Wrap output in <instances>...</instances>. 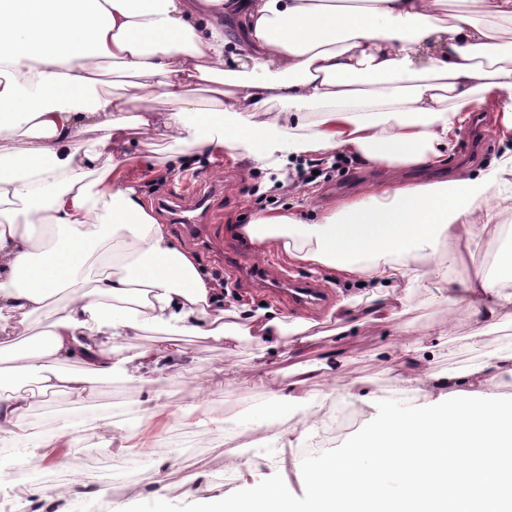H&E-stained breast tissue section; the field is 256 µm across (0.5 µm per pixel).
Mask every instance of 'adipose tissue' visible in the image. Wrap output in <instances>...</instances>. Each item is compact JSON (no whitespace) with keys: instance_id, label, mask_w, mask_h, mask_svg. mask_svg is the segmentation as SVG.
Listing matches in <instances>:
<instances>
[{"instance_id":"1","label":"adipose tissue","mask_w":512,"mask_h":512,"mask_svg":"<svg viewBox=\"0 0 512 512\" xmlns=\"http://www.w3.org/2000/svg\"><path fill=\"white\" fill-rule=\"evenodd\" d=\"M243 15L241 31L220 25ZM438 44L428 70L418 58ZM133 79L130 96L98 91L103 63ZM0 140L22 129L35 147L0 153V352L21 381L83 402L94 379L115 374L153 386L191 336L246 335L269 348L288 334L273 310L226 302L193 256L177 247L131 186V138L162 137L195 157L224 153L287 174L299 159L343 154L368 165L426 168L444 162L468 112L497 108L512 136V0H0ZM208 81L218 110L179 104L181 89ZM173 99L167 110L152 108ZM97 131L86 141L88 131ZM512 198V149L485 169L427 184L387 183L341 206L313 203L303 221L277 209L245 231L257 251L364 276L388 291L337 307L347 327L396 320L400 288L440 268H419L456 231L470 250ZM498 274L471 280L461 302L484 336L512 312V251ZM46 340L21 344L32 316ZM158 333L152 348L116 356L108 342ZM83 363L80 371L66 362ZM512 375V350L485 356L462 375L420 373L438 393L403 406L377 404L346 453L307 470L305 510L259 480L246 500L214 498L203 512H512V399L484 387ZM30 405L0 387V443L25 434Z\"/></svg>"}]
</instances>
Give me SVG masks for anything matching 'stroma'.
Here are the masks:
<instances>
[{"label": "stroma", "mask_w": 512, "mask_h": 512, "mask_svg": "<svg viewBox=\"0 0 512 512\" xmlns=\"http://www.w3.org/2000/svg\"><path fill=\"white\" fill-rule=\"evenodd\" d=\"M489 134L490 145L483 150L469 144V127L457 130L447 161L437 168L396 170L341 158L334 167L321 169L312 183L290 191L268 189L270 177L259 165L228 156L212 163L194 160L187 147L170 148L158 139L131 144L128 154L136 173L135 188L152 202L166 196L181 178L201 185L222 184V194L213 199L218 232L225 244L237 245L252 254L256 248L243 230L244 217L271 208L292 211L306 219L315 198L341 203L366 197L383 183H423L454 177L462 169L481 170L503 148L498 123H491ZM507 246V240L486 234L460 257L453 239L442 238L437 256L448 271L446 280L400 289L403 306L393 325L347 335L335 332L334 305L349 297H371L375 292L372 283L347 278L324 267L302 266L284 252H274L280 270L317 280L332 295V306L302 315L282 300L250 289L231 271L221 270L207 252L197 249L193 256L203 274L222 272L225 300L251 309L264 304L289 321L313 323L311 350L300 361L317 370L316 378L307 386L308 392L322 403L325 413L349 405L368 418L372 415L369 400L391 397L401 386L396 365L403 345L423 341L422 365L444 374L462 373L485 353L512 348V318L489 328L476 344L471 340L473 323L459 305L448 301L450 290H461L475 276L490 273L497 265V252ZM283 352L280 346L258 352L246 338L229 345L209 338L190 339L184 355L171 361L163 374L165 407L154 414L148 411V390L118 375L95 380L91 395L80 404L72 403L64 394L34 400L27 417L29 441L53 432L61 417L76 415L80 418V447L62 449L60 460L45 466L33 459L24 460L26 483L17 488L10 484L0 488V512H155L158 476L153 471L143 472L133 494L117 501L112 498L114 469L137 456L168 462V512H198L205 499L244 496L259 474L279 485L288 496L304 498L306 478L296 465V451L313 442L315 435L307 429L303 410L288 412L274 425L277 465H266L257 451L265 431L255 425L254 419L265 402L266 390L254 383L253 377L257 364L263 363L280 383L296 380L295 363L285 359ZM202 377L207 380L203 387L198 384ZM127 404L139 409L138 428L131 434L132 451L119 454L98 436L95 418L111 413L116 421H123L119 409ZM213 415L224 417L233 426L237 441L233 454L225 452L223 433L209 425L208 419ZM183 439L196 442L198 454L173 461L171 448ZM231 457L237 458L240 466L235 482L228 484L224 481V466ZM76 477L94 486L93 495L60 499L52 494V486Z\"/></svg>", "instance_id": "obj_1"}]
</instances>
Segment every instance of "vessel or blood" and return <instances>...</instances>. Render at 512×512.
Here are the masks:
<instances>
[{"label":"vessel or blood","instance_id":"vessel-or-blood-1","mask_svg":"<svg viewBox=\"0 0 512 512\" xmlns=\"http://www.w3.org/2000/svg\"><path fill=\"white\" fill-rule=\"evenodd\" d=\"M210 200L211 195L207 192L192 202L185 201L183 194L175 193L163 199L162 204L170 210L175 229L180 235L218 254L223 252L222 241L209 223ZM227 255V266L234 268L241 279L253 287L274 290L294 310L308 312L326 303L327 293L316 281L297 280L282 273H273L268 265L248 260L239 249Z\"/></svg>","mask_w":512,"mask_h":512}]
</instances>
